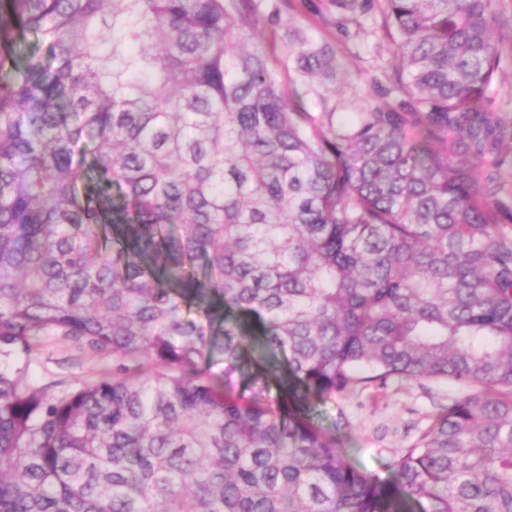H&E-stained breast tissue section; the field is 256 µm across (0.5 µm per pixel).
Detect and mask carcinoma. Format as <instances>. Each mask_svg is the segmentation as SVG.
I'll return each mask as SVG.
<instances>
[{
	"mask_svg": "<svg viewBox=\"0 0 512 512\" xmlns=\"http://www.w3.org/2000/svg\"><path fill=\"white\" fill-rule=\"evenodd\" d=\"M382 2L403 98L338 125L255 0H0V512H512L500 0ZM45 336L112 369L37 386ZM390 378L464 392L380 480L310 408Z\"/></svg>",
	"mask_w": 512,
	"mask_h": 512,
	"instance_id": "cac0c4a2",
	"label": "carcinoma"
}]
</instances>
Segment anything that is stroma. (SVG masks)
Listing matches in <instances>:
<instances>
[{"instance_id":"stroma-1","label":"stroma","mask_w":512,"mask_h":512,"mask_svg":"<svg viewBox=\"0 0 512 512\" xmlns=\"http://www.w3.org/2000/svg\"><path fill=\"white\" fill-rule=\"evenodd\" d=\"M262 15L277 12L272 24L277 38L301 28L311 45L331 44L336 53V78L332 81L289 69L282 80L289 91L302 96L308 111L335 113L337 121L351 122L374 107H391L400 100L395 89L396 61L385 28L383 4L374 0L364 13L341 16L326 0H257ZM502 21L494 37L502 50L500 70L489 93V106L505 128L499 145L503 164L495 171L496 201L512 205V0H501ZM111 359H97L51 337L29 362L28 377L39 385L56 381L77 384ZM462 392L449 380L425 379L415 383L392 380L383 387H354L328 399L317 408V424L336 433L347 460L365 474L379 479L392 476V465L413 445L437 414Z\"/></svg>"}]
</instances>
